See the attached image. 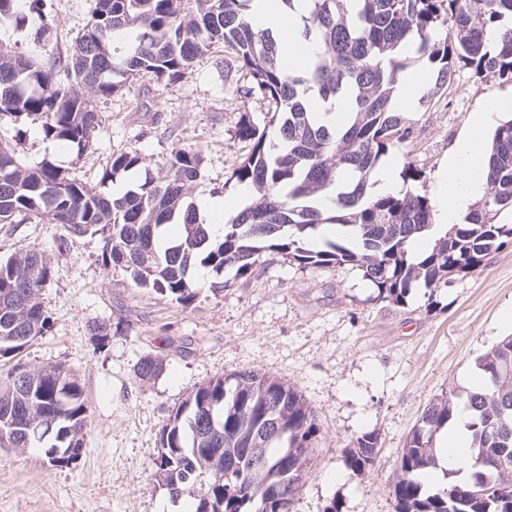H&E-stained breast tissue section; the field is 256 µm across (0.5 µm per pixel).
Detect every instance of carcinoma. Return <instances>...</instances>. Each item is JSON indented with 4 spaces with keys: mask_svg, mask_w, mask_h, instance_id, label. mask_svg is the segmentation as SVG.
<instances>
[{
    "mask_svg": "<svg viewBox=\"0 0 512 512\" xmlns=\"http://www.w3.org/2000/svg\"><path fill=\"white\" fill-rule=\"evenodd\" d=\"M249 0H89V19L69 53L50 63L27 53L0 51V114L20 124L39 121L43 139L76 150L91 148L97 104L130 79L151 74L174 86L213 49L230 54L247 77V92L268 102L264 124L241 113L235 136L250 149L227 182L248 185L251 205L215 236L195 207L184 204L200 177L201 152L171 153L165 175L147 177L119 197L105 191L117 175L140 168L136 149L112 154L99 185L43 161L27 165L0 146V224L36 217L62 228L66 244L87 235L104 242L103 263L120 265L141 287L179 304L201 289L190 274L199 264L219 274H250L266 251L304 267L353 265L378 296L401 302L414 288L448 284L452 267L473 273L512 243V119L494 130L486 159V187L459 224L448 226L415 259L412 241L431 227L427 197L411 192L372 195L369 176L391 148L409 138L410 119L395 92L408 67L406 46L427 59L434 80L424 103L448 95L457 68L512 81V0H308L304 36L320 52L304 72L283 70L276 39L251 26ZM29 32L36 46L54 37L43 15L21 0H0V27ZM347 98V126L331 131L304 96ZM336 193V207L324 200ZM322 224L347 237L307 245ZM54 269L35 248L0 259V357L16 355L53 321L41 300ZM484 387L455 389L434 399L397 456L395 512H512V493L494 491L512 472V336L476 360ZM162 371L146 355L141 380ZM17 383L0 382V447L44 449L51 466L77 460L89 406L78 376L63 363L31 368ZM470 416L471 479L429 494L425 477L437 465V434ZM320 437L317 416L296 388L278 378L242 371L200 385L160 433L152 467L169 493L193 496L191 512H270L280 497H296L312 468ZM264 449L257 460L252 449ZM378 434L364 432L349 449L352 473L371 470Z\"/></svg>",
    "mask_w": 512,
    "mask_h": 512,
    "instance_id": "obj_1",
    "label": "carcinoma"
}]
</instances>
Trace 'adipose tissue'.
<instances>
[{
    "instance_id": "obj_1",
    "label": "adipose tissue",
    "mask_w": 512,
    "mask_h": 512,
    "mask_svg": "<svg viewBox=\"0 0 512 512\" xmlns=\"http://www.w3.org/2000/svg\"><path fill=\"white\" fill-rule=\"evenodd\" d=\"M249 20L258 30H271L280 40L286 68L304 67L313 59L317 45L302 38L299 14H288L281 0H252ZM512 111V98H494L474 113L472 132L462 138L449 152L439 170L432 194L436 207L434 229L444 233L448 225L460 223L485 186V154L489 148V133L500 113ZM470 437L463 426L441 432L437 448L444 468L458 470L460 477L468 475Z\"/></svg>"
}]
</instances>
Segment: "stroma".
Wrapping results in <instances>:
<instances>
[{
  "instance_id": "1",
  "label": "stroma",
  "mask_w": 512,
  "mask_h": 512,
  "mask_svg": "<svg viewBox=\"0 0 512 512\" xmlns=\"http://www.w3.org/2000/svg\"><path fill=\"white\" fill-rule=\"evenodd\" d=\"M55 36L40 49L48 60L66 55L87 21L86 0H41ZM246 79L231 55L207 54L174 86L144 76L98 105L101 124L84 157L59 156L37 123L0 118V144L23 161L50 160L97 183L112 153L138 149L145 159L136 180L161 178L175 149H201L195 203L234 198L231 171L248 151L235 135L241 112L263 122L268 104L243 95ZM492 96H512V81L475 76L460 67L447 97L417 104L412 134L388 159L398 170L422 172L408 190L430 195L450 149ZM59 225L32 218L0 224V256L38 247L54 275L42 300L53 319L45 336L17 355L0 358V379L12 369L64 363L78 375L89 405L80 458L53 467L42 449L0 447V512H189V495L172 498L151 467L172 411L201 384L254 370L296 387L316 411L322 441L293 512H395L392 482L400 448L431 400L467 390L475 362L512 334V244L486 267L435 290L413 289L405 302L379 299L351 266L303 267L265 253L252 274L225 272L222 292L202 291L182 305L136 286L123 267L102 262L101 237L60 243ZM112 325L107 339L93 323ZM163 362L153 380L136 377L145 355ZM379 435L370 472L353 474L345 456L354 438Z\"/></svg>"
}]
</instances>
